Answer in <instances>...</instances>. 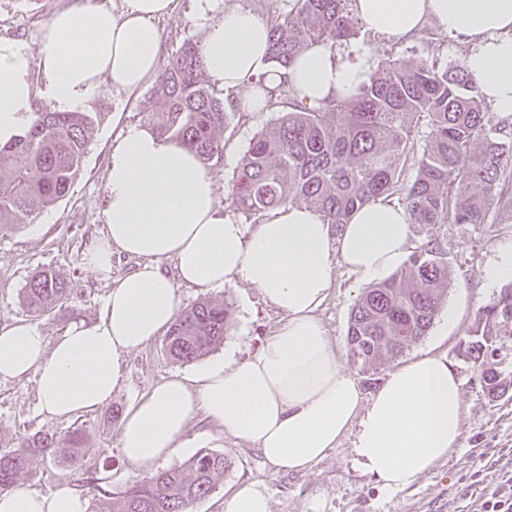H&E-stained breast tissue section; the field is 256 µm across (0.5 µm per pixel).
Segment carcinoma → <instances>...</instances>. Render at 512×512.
<instances>
[{
	"instance_id": "obj_1",
	"label": "carcinoma",
	"mask_w": 512,
	"mask_h": 512,
	"mask_svg": "<svg viewBox=\"0 0 512 512\" xmlns=\"http://www.w3.org/2000/svg\"><path fill=\"white\" fill-rule=\"evenodd\" d=\"M355 25L345 0H292L290 10L273 11L267 22L270 57L286 68L313 44L334 47L350 38ZM204 71L201 45L185 39L157 76L160 117L150 121L153 132L193 149L208 165L224 155L234 105L203 80ZM276 98L292 110L253 136L232 180L233 201L246 213H264L300 197L338 226L356 209L396 194L413 224H485L495 206L509 205L498 186L512 154L504 153L482 94L461 65L440 69L427 60L409 66L394 59L348 99L307 105L285 83ZM101 117L37 104L25 132L0 146V228L28 223L69 193ZM418 117L428 118L430 131L416 176L405 184L401 172L414 148ZM16 157L23 161L14 162ZM448 279L447 253L429 241L396 274L364 291L348 325L350 359L372 370L419 341L438 313ZM68 296L65 282L47 269L29 279L22 300L40 313ZM230 317L226 303L195 304L175 319L167 353L181 363L199 359L223 343ZM507 334L512 335V284L481 308L464 347L493 399L512 388L511 374L485 368L497 337ZM59 448L69 449L75 465L88 452L78 428L64 435L38 432L1 450L0 491L13 488L34 458ZM228 468L224 455L203 450L182 466L129 485L113 499L112 512H189Z\"/></svg>"
}]
</instances>
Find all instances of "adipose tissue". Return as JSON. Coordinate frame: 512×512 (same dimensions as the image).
I'll return each instance as SVG.
<instances>
[{
	"mask_svg": "<svg viewBox=\"0 0 512 512\" xmlns=\"http://www.w3.org/2000/svg\"><path fill=\"white\" fill-rule=\"evenodd\" d=\"M174 3L126 0L117 15L105 0H87L54 14L37 45L0 37V144L22 134L37 100L80 112L103 93L135 90L157 74L154 23ZM213 5L196 0L193 25L202 34L208 77L240 91L241 111H265L268 89L284 80L306 103L322 104L358 93L371 79V53L363 46L344 59L313 45L289 68H276L266 23L242 6L213 19ZM353 10L367 29L393 38L431 21L472 40L465 69L498 112L512 113V0H353ZM104 194L105 224L88 264L109 273L119 253L140 265L113 280L100 316L73 323L52 341L35 324L0 322V378L35 374L42 414L68 418L106 406L123 381L127 355L174 322L179 285L241 282L284 322L255 355L212 359L137 400L119 434L129 464L150 471L170 459L199 415L284 472L308 469L354 430L356 464L388 491L405 488L455 448L462 398L444 357L426 354L396 368L366 399L317 316L337 267L373 284L405 263L411 224L403 206L378 199L336 227L308 206L286 204L248 229L225 216L214 178L194 151L138 124L127 125L111 149ZM165 260L174 261L175 276L162 271ZM85 510L84 499L64 484L46 494L0 492V512Z\"/></svg>",
	"mask_w": 512,
	"mask_h": 512,
	"instance_id": "obj_1",
	"label": "adipose tissue"
}]
</instances>
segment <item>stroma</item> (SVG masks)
Listing matches in <instances>:
<instances>
[{"mask_svg":"<svg viewBox=\"0 0 512 512\" xmlns=\"http://www.w3.org/2000/svg\"><path fill=\"white\" fill-rule=\"evenodd\" d=\"M75 0H0V36L37 43L48 20L69 8ZM194 0H176L174 11L157 24L163 56H171L184 38L197 37L190 16ZM357 42L370 47L373 67L390 59L409 65L434 60L440 66L462 62L472 43L427 22L409 38L396 39L360 29ZM156 81L148 79L138 91L100 95L94 107L104 115L96 126L81 172L69 193L41 209L31 223L0 229V320L16 319L36 324L47 339H55L75 321H94L114 278L135 271L136 258L116 254L109 275L87 267L86 253L96 244L104 224L103 183L108 157L121 130L129 124L146 125L157 106ZM283 113L281 105L266 112H238L224 133V156L211 163L216 191L225 215L241 224L260 218L239 210L229 195L233 176L256 132ZM435 240L448 254L450 282L433 324L421 340L405 351V358L430 352L447 359L460 382L462 425L456 447L407 488L387 492L355 464L354 431H347L327 456L307 470H276L247 441L221 435L215 425L194 420L185 434L191 445L167 460L178 467L195 456L198 448L223 454L230 469L207 497L194 503L191 512H224V500L240 486L250 484L270 499L271 512H479L488 489L500 484L512 470V391L491 399L478 382L473 362L462 355L471 337L476 316L497 298L501 286L486 287L484 271L495 257L498 244L512 240V205L494 208L484 224H415L410 249ZM55 271L68 285L65 303L43 313H30L22 290L37 271ZM364 287L345 268H337L336 283L319 310L327 335L343 368L356 380L363 398H370L384 383L394 362L374 371L361 370L346 352V333L351 310ZM181 309L207 299L231 306L229 330L211 357L228 354L244 359L256 353L282 323L283 316L265 304L256 289L231 284L220 289L179 286ZM189 363L171 359L163 337H155L126 359L125 378L109 406L69 419L47 418L37 410L35 376L0 380V447H9L38 431L59 434L74 428L85 432L90 453L73 467L62 456L36 457L22 472L20 487L45 492L65 483L77 489L87 507L109 512L112 500L126 486L143 477L123 458L118 438L126 409L155 384L192 371Z\"/></svg>","mask_w":512,"mask_h":512,"instance_id":"35a3bbf8","label":"stroma"}]
</instances>
